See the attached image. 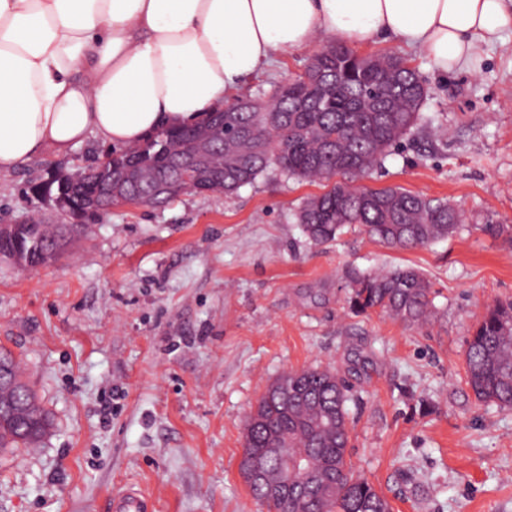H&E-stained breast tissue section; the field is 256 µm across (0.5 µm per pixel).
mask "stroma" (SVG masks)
<instances>
[{
    "mask_svg": "<svg viewBox=\"0 0 512 512\" xmlns=\"http://www.w3.org/2000/svg\"><path fill=\"white\" fill-rule=\"evenodd\" d=\"M356 53L404 58L427 88L425 127L358 178L445 198L454 236L391 249L358 228L315 246L296 213L319 184L270 167L232 197L119 205L53 262L0 259V347L53 417L33 448L0 453V512H111L127 488L155 512H266L239 471L245 418L276 377L321 365L350 388L349 456L391 512H512V409L478 402L464 354L486 307L512 298V35L473 69L436 72L393 40ZM315 48L244 83L266 100ZM89 141L0 176V224L42 203L33 183L103 157ZM409 266L435 290L420 328L346 303L352 271Z\"/></svg>",
    "mask_w": 512,
    "mask_h": 512,
    "instance_id": "obj_1",
    "label": "stroma"
}]
</instances>
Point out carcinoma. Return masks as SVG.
<instances>
[{"mask_svg":"<svg viewBox=\"0 0 512 512\" xmlns=\"http://www.w3.org/2000/svg\"><path fill=\"white\" fill-rule=\"evenodd\" d=\"M426 94L403 58L360 56L331 43L313 56L304 75L279 85L262 105L239 99L199 124L163 128L134 147L113 148L90 167L89 178L59 173L33 185L42 199L72 198L67 223L50 224L39 213L21 225L20 237L1 240L0 250L29 253L33 265H44L97 221L109 201L156 207L189 191L230 197L273 164L322 186L296 215L316 245L332 243L353 224L395 249L449 238L464 221L455 205L399 187L354 185L417 128ZM180 159L195 161L189 184L176 176ZM109 169L129 174L112 186L110 198L102 182ZM161 184L162 193H154ZM347 303L357 314L379 311L420 328L433 316L434 293L426 277L410 267L353 271ZM0 361L16 382L0 389V450L31 448L49 431L50 416L19 378L13 353L1 347ZM465 381L479 401L512 408V301L489 305L477 323L465 350ZM348 401L344 380L320 366L290 370L267 386L246 418L239 464L243 470L260 463L288 487V494L276 496L248 483L267 512H391L387 499L354 475L347 459Z\"/></svg>","mask_w":512,"mask_h":512,"instance_id":"cac0c4a2","label":"carcinoma"}]
</instances>
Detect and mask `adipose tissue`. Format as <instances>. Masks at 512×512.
<instances>
[{
	"label": "adipose tissue",
	"instance_id": "1",
	"mask_svg": "<svg viewBox=\"0 0 512 512\" xmlns=\"http://www.w3.org/2000/svg\"><path fill=\"white\" fill-rule=\"evenodd\" d=\"M512 32V0H0V174L200 122L277 57L387 37L439 72Z\"/></svg>",
	"mask_w": 512,
	"mask_h": 512
}]
</instances>
